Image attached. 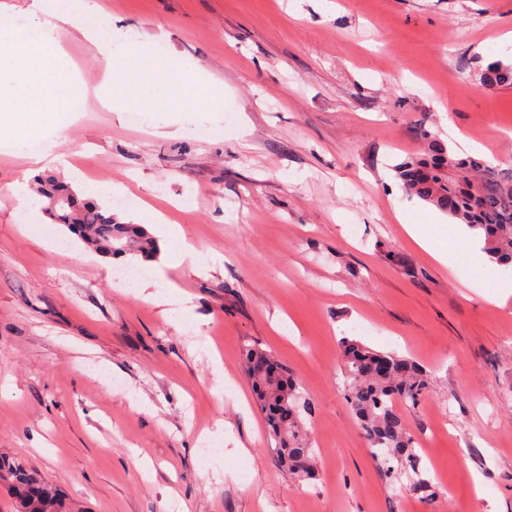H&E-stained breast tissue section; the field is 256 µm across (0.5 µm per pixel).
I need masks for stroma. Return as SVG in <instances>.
I'll list each match as a JSON object with an SVG mask.
<instances>
[{"label": "stroma", "instance_id": "stroma-1", "mask_svg": "<svg viewBox=\"0 0 512 512\" xmlns=\"http://www.w3.org/2000/svg\"><path fill=\"white\" fill-rule=\"evenodd\" d=\"M88 3L61 38L85 99L59 150L182 225L204 261L165 269L192 298L172 323L115 279L140 259L88 251L46 212L24 225L9 186L28 161L0 150V453L79 512H512V302L485 297L512 268L485 264L475 288L415 245L404 224L449 218L394 172L426 153L423 129L512 165V86L479 84L512 57V0ZM102 27L185 73L172 125L98 101ZM53 236L69 249L47 250ZM346 337L427 374L401 411L429 492L373 457L345 399ZM246 344L299 382L315 478L280 464ZM140 396L157 414L133 408Z\"/></svg>", "mask_w": 512, "mask_h": 512}]
</instances>
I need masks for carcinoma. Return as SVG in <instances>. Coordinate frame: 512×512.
Returning <instances> with one entry per match:
<instances>
[{"label":"carcinoma","instance_id":"carcinoma-1","mask_svg":"<svg viewBox=\"0 0 512 512\" xmlns=\"http://www.w3.org/2000/svg\"><path fill=\"white\" fill-rule=\"evenodd\" d=\"M485 88L512 85V61L490 62L480 75ZM405 192L436 206L456 224L480 233L484 251L498 265L512 264V169L475 158H457L451 149L434 145L430 153L396 166ZM47 199L54 219L88 246L104 255L132 254L155 258L159 247L142 226L114 224L112 213L78 204L66 184L43 177L30 185ZM241 360L254 388L256 402L279 442L281 463L292 473L314 476V449L308 446L299 384L267 351L246 345ZM341 361L347 381V400L385 475L408 471L420 477V458L414 452L408 426L397 409L400 402L417 404L427 393L423 370L394 352L375 351L359 341L341 342ZM0 480L6 482L16 512H73L59 489L38 478L15 458L0 456Z\"/></svg>","mask_w":512,"mask_h":512}]
</instances>
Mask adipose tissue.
<instances>
[{
  "label": "adipose tissue",
  "instance_id": "adipose-tissue-1",
  "mask_svg": "<svg viewBox=\"0 0 512 512\" xmlns=\"http://www.w3.org/2000/svg\"><path fill=\"white\" fill-rule=\"evenodd\" d=\"M22 18L21 32L0 33V55L19 58L25 66L20 72L0 62V89L7 86L13 89L11 95L0 96V132L6 135L7 148L28 154L38 169L45 170L66 162L57 147L62 133L71 124L74 104L82 92L79 79L65 60L55 27L56 22L69 23L75 16L65 10L57 13L55 22H43L37 10L32 9L23 12ZM99 52L104 60L117 58L122 65L117 80L103 86V96L111 97L118 104L135 106L147 114L152 125L169 124V110L159 89L171 73L170 57L155 54L141 42L122 38L100 44ZM34 138L45 142L37 153L30 150V141ZM114 193L129 197L131 212L137 219L160 225L162 236L177 241V249L169 251L164 266L198 264L199 252L188 242L181 225L166 223L162 213L146 206L140 198L129 196L124 187H115ZM406 231L443 264L454 265L461 255L470 256L476 265L484 263L465 225L455 229L453 246L449 249L419 225H407Z\"/></svg>",
  "mask_w": 512,
  "mask_h": 512
}]
</instances>
